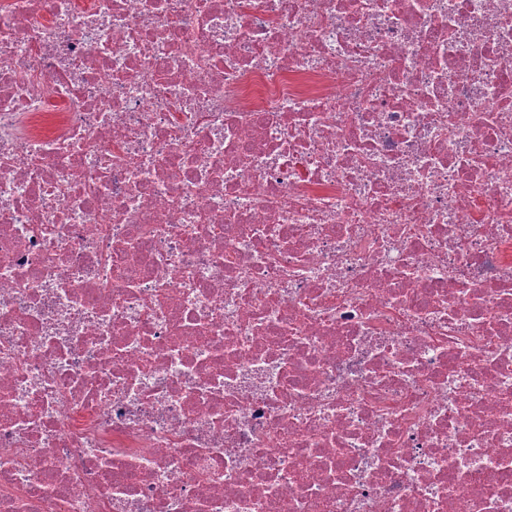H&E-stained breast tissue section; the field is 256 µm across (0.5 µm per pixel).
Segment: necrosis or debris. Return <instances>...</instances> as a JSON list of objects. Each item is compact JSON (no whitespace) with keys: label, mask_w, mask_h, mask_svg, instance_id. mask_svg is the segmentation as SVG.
<instances>
[{"label":"necrosis or debris","mask_w":512,"mask_h":512,"mask_svg":"<svg viewBox=\"0 0 512 512\" xmlns=\"http://www.w3.org/2000/svg\"><path fill=\"white\" fill-rule=\"evenodd\" d=\"M0 512H512V0H0Z\"/></svg>","instance_id":"1"}]
</instances>
